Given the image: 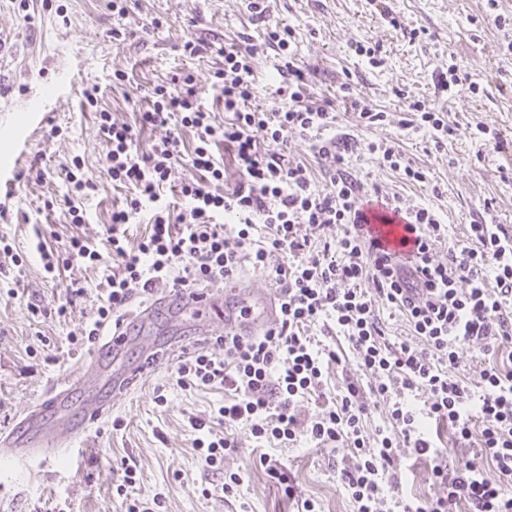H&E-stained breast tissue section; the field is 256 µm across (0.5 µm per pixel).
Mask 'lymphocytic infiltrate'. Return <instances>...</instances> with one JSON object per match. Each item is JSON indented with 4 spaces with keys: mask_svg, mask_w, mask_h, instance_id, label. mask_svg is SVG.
Here are the masks:
<instances>
[{
    "mask_svg": "<svg viewBox=\"0 0 512 512\" xmlns=\"http://www.w3.org/2000/svg\"><path fill=\"white\" fill-rule=\"evenodd\" d=\"M279 58L272 99L261 100L255 78L259 51ZM222 65L213 87L223 115L203 102L194 72L176 73L170 82L148 89L138 126L98 110L97 133L106 147L109 179L127 189L113 209L105 247L98 250L72 237L64 253L37 244L42 268L56 278L71 259L88 265L112 258V272L96 287V313L71 331L73 350L94 346L106 327L120 329L134 298L171 291L195 297L216 284L238 280L243 264L276 285L279 318L263 333L216 337L224 349L216 357L197 349L181 359L178 384L188 388L223 386L229 398L215 422L189 417L193 446L205 467L223 471L235 450L224 426L243 424L257 439L284 445L306 439L315 445L340 444L347 461L340 484L357 512H382L385 481L398 448L432 458L433 495L405 504L402 512H512V233L498 224L470 225L465 242L449 243L448 226L433 208H402L399 197L349 172L334 139L322 130L334 125L328 106L307 103V79L290 40L268 28L259 39L215 47ZM404 128L428 133L441 146L456 136L446 113L417 102ZM166 134L138 152L137 128ZM191 132L192 145L182 134ZM299 135L323 167L325 186L311 169L290 157L288 139ZM363 150L380 168L410 183L427 175L405 164L394 142L369 141ZM240 173L224 184V159ZM191 175L179 184L178 202L163 191L176 165ZM62 201L71 223L86 221L83 200L95 185L84 162L64 165ZM404 212L417 249L406 256L386 251L365 229L368 199ZM146 218L149 231L130 244L128 229ZM448 258L435 260L436 245ZM388 307L405 321L410 337L392 340L380 317ZM341 336L361 369L375 378L364 389L347 383L336 396L325 386L336 349L320 344L312 330ZM486 346L479 386L466 377L464 353L471 343ZM426 394V418L448 426L456 440L478 439L472 460L449 466L447 452L423 428L412 407L393 390ZM389 403V428L364 427L369 397ZM319 400L313 417L301 418V401Z\"/></svg>",
    "mask_w": 512,
    "mask_h": 512,
    "instance_id": "1",
    "label": "lymphocytic infiltrate"
}]
</instances>
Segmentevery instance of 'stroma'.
<instances>
[{
	"mask_svg": "<svg viewBox=\"0 0 512 512\" xmlns=\"http://www.w3.org/2000/svg\"><path fill=\"white\" fill-rule=\"evenodd\" d=\"M248 0H132L125 16L112 15L108 0H0V28L9 30L16 54L0 61V166H11L15 186L11 196L0 194L7 209L0 219L6 236L23 256L16 295L0 288V427L13 423L68 371L80 356H67L66 338L96 313L95 284L104 266L74 262L48 281L36 242L63 251L72 236L101 247L114 206L125 190L113 189L106 173L104 143L97 134L96 110L134 122L133 101L143 89L170 80L190 68L204 87V101L213 104L210 87L213 59H188L181 46L187 39L239 42L256 35L263 25L292 31L300 64L308 72V91L315 102L338 101L344 84L372 108L387 112V120L368 128L356 114L339 112L327 137L349 143L346 157L358 177H370L382 191L397 194L403 206L427 205L448 226V237L462 240L472 224H501L512 232V60L501 49L512 40V29L500 30L485 21L486 0H269L265 20L247 8ZM397 18V26L381 19L380 10ZM164 20L162 28L143 33L149 18ZM124 28L125 42L114 45L109 32ZM421 30L411 38V30ZM382 45L385 63L370 67L352 53L355 41ZM482 83L478 95H448L439 75L450 62ZM126 72L125 86L112 84L113 71ZM99 85L96 109L81 106V91ZM421 100L447 113L458 134L444 148L431 138L409 133L398 124L410 101ZM44 111L41 125L29 117ZM496 129L499 148L479 146L469 133L476 125ZM61 135H51L52 126ZM365 140L399 143L412 167L424 170L430 183L422 187L378 167L359 147ZM85 162V172L98 186L83 201L87 220L71 223L60 197L65 190L63 167L72 157ZM41 158L47 176L40 181L24 173ZM86 289L69 306L66 318L55 316L34 323L26 304L64 297L70 281ZM129 340L119 365L141 361L145 351L175 339L192 338L209 353L223 356L214 337L224 323L212 320L199 332L184 311L181 298L171 296L150 309L128 329ZM177 357L151 367L130 391L116 396L111 411L98 419L73 445V455L57 453L26 465L0 463V512H123L116 486L122 461L137 468L136 495H161L159 512H296L285 485L268 476L265 460L277 461L299 496L314 499L321 512H355L338 478L342 448L303 444L284 448L251 436L247 426L234 432L235 451L224 458V474L204 468L193 447L189 417L215 416L223 405L222 386L181 388L176 383ZM164 387L168 402L157 405L156 387ZM120 427H113V420ZM401 449L396 461L402 496L387 501L388 512H400L406 498L429 492L428 459L411 460ZM241 476L235 497L204 498L201 484L223 482L225 473Z\"/></svg>",
	"mask_w": 512,
	"mask_h": 512,
	"instance_id": "stroma-1",
	"label": "stroma"
}]
</instances>
